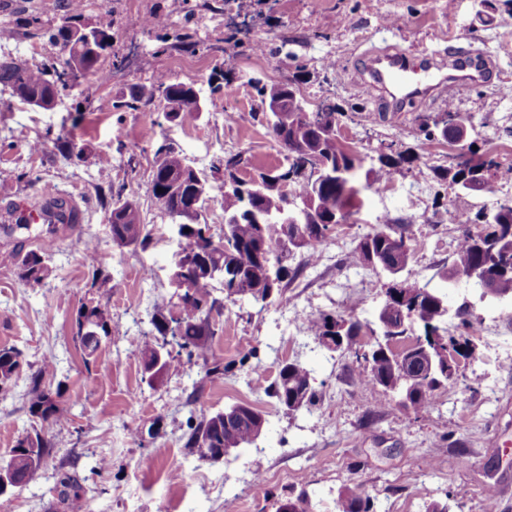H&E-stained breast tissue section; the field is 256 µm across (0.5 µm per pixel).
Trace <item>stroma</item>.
Listing matches in <instances>:
<instances>
[{
	"mask_svg": "<svg viewBox=\"0 0 512 512\" xmlns=\"http://www.w3.org/2000/svg\"><path fill=\"white\" fill-rule=\"evenodd\" d=\"M71 13L70 0H0V58L68 71V53L48 30ZM105 13L112 51L98 68L107 83L70 74L49 110L0 87V223L7 206L39 204L47 186L84 216L78 231L57 235L51 273L35 285L20 279L9 257L14 242L0 234V347L24 358L19 378L0 389V465L28 433L41 431L52 443L37 475L0 496V512H66L58 495L66 474L81 484L88 512H277L302 494L311 512H336L347 484L360 486L373 512H426L433 503L448 512H486L492 485L497 512H512V299L484 298L441 277L464 231L455 214L512 200V189L497 180L487 191L459 196L437 183L432 165H448L459 149L440 137L427 140L424 131L426 118L455 108L470 118L473 158L512 165V24L503 0H101L83 7L79 23L96 26ZM149 17L160 27L145 26ZM398 51L487 55L497 74L464 90L454 105L428 103L386 117L364 85L361 57ZM162 74L198 91L202 112L194 123L169 122L157 101L132 105L133 87ZM225 75L236 87L228 97L209 83ZM254 78L293 82L311 111L339 105L340 134L362 158L391 143L435 162L404 165L388 192L361 191L355 221L333 229L315 258L296 256L299 272L282 298L225 303L212 344L224 376L206 381L199 366L182 363L149 381L138 349L154 332L157 310L177 302L170 286L177 240L149 193L156 153L178 151L207 175L200 221L220 237L225 158L244 155L246 180L288 165L261 121L266 106ZM60 134L82 153L60 154L53 144ZM37 141L45 149L31 153ZM117 193L136 201L152 236L147 249L113 243L108 217ZM388 218L412 253L406 277L442 289L450 306L469 301L481 319L471 334L456 317L444 321L475 353L461 361L453 390L419 413L363 382L365 362L354 351L327 350L306 329L310 315L328 312L361 324L362 348L380 342L378 313L390 278L350 265L347 255ZM88 238L99 245L110 289L92 285ZM96 305L107 309L112 334L89 370L74 340L75 318L79 308ZM285 362L302 363L312 375L315 400L295 412L267 393ZM37 372L59 389L67 422L48 425L30 415L29 377ZM242 402L266 418L254 444L217 463L185 448L202 415Z\"/></svg>",
	"mask_w": 512,
	"mask_h": 512,
	"instance_id": "stroma-1",
	"label": "stroma"
}]
</instances>
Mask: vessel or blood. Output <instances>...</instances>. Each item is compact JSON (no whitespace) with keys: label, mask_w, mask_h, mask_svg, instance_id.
<instances>
[{"label":"vessel or blood","mask_w":512,"mask_h":512,"mask_svg":"<svg viewBox=\"0 0 512 512\" xmlns=\"http://www.w3.org/2000/svg\"><path fill=\"white\" fill-rule=\"evenodd\" d=\"M494 67L493 61L479 56H452L440 60L430 55L415 56L406 52L375 56L369 59L366 73L368 86L378 91L390 111H400L406 101L425 99L433 93L455 91L459 80L478 83ZM11 222L53 224L56 216L42 206L20 205Z\"/></svg>","instance_id":"1"}]
</instances>
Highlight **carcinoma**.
Returning a JSON list of instances; mask_svg holds the SVG:
<instances>
[{"label":"carcinoma","instance_id":"obj_1","mask_svg":"<svg viewBox=\"0 0 512 512\" xmlns=\"http://www.w3.org/2000/svg\"><path fill=\"white\" fill-rule=\"evenodd\" d=\"M112 26L109 17L99 20L95 31L98 33L93 47L89 48L78 39H73L59 26L51 34V39L68 50V64L79 72H93L100 58L111 48L108 30ZM0 85L11 89L13 95L31 106L46 109L55 98L58 86L66 85L63 75L54 66L32 67L21 57L0 60ZM254 88L265 101H279L282 111L288 114V124L284 130L275 132L277 141L286 140L297 145H306L316 157L319 165L320 183L317 189L299 176L301 160L291 159L283 174L295 185L297 207L288 211L280 192L267 182V175L245 180L238 176L246 159L238 153L224 160V236L217 240L218 246L207 254V265H200L189 271L187 285L179 296L178 314L166 315L158 311L153 319L156 334L147 337L139 356L146 372L163 374L172 365L182 360L202 362L204 377L224 374V363L210 361L215 330L212 314H221L224 302L236 303L242 300L264 302L268 276L278 280L275 288L282 289L281 283L291 274L284 268L278 274L272 262L280 259V251L285 241L301 240V246L288 253L292 260L296 255L313 253L327 239V233L335 226L346 224L354 215V201L359 194L357 172L364 159L357 155L342 140L338 131V107L328 104L324 112L305 111L306 102L297 96L292 84H263L254 82ZM162 99L167 104V114L175 115L183 125L198 114V95L187 84L172 82L161 76L148 86H138L132 99L139 102H152ZM468 116L453 110L438 114L433 119L434 127H447L446 138H459L467 131ZM157 155L162 159L157 174L152 176L150 194L156 208L167 215L174 224H187L189 231L178 236L177 250L172 255V266L196 256L203 250L207 240L209 225L198 222L200 209L206 201L209 184L206 177H196L187 168L186 159L179 153L160 148ZM423 159L421 155L397 151L387 146V151L377 157L365 174L366 187L378 186L390 177L400 166ZM488 169L493 176L502 178L504 167L493 159H464L446 168L433 169L441 181H448L459 193L470 194L476 191L472 182L476 175ZM201 189H196L198 182ZM497 220L494 224L481 222L480 215L462 214L463 223L477 225V230H465L462 240L454 252V259L445 279L458 283L464 281L482 287L480 278L489 280L495 296H512V253L502 250V242L512 240V201L498 203L493 207ZM322 223H316L315 217ZM112 241L117 246L133 252L145 249L149 234L141 224L137 204L117 194L109 214ZM55 239L48 238L38 249L29 250L19 262V275L29 284H39L51 272L50 252ZM411 260V251L405 236L397 232L388 222L367 235L349 254L348 262L374 271L387 273L392 280L401 277ZM233 270L238 278V288L224 289V299L212 296L214 284L219 282V269ZM420 300L419 308L411 319L404 317L412 302ZM448 298L435 288H428L417 282L403 281V287L386 290V298L379 312L380 325L387 345L384 351L369 350L366 357L364 380L383 387L384 390L402 397L401 405L416 412H423L434 405L435 396L441 390L453 388L457 373L448 372V360L458 356L468 359V340H459L441 331L440 324L448 317ZM172 321L178 328V351L174 356L154 370L152 366L160 347L158 337L163 335L166 322ZM346 324L342 331L343 349L356 344L361 327L359 323L332 313H318L308 321V330L321 341L330 334L333 322ZM76 339L85 367L95 362V355L104 338L111 336V318L106 310L99 307H83L76 320ZM409 342L419 348L415 363L422 367V361L432 359L433 371L417 372L409 379L400 375L396 366L398 358L390 345ZM24 359L22 353L13 347L0 348V388L18 379ZM311 372L301 363L282 364L278 376L270 387L271 396L290 411H297L312 403L315 392L311 387ZM29 411L43 422L60 424L68 420L67 410L53 397L50 387L43 384L42 377L34 373L30 376L27 392ZM264 415L248 404H238L223 411L202 417L190 426L185 447L198 453L199 438L211 439V460H218L217 454L229 443L237 448L252 444L259 437ZM51 443L40 433L27 434L17 440L11 454L14 459L11 481L21 485L32 478L35 470L44 461ZM63 490L61 497L68 512H85V501L78 480L66 476L60 481ZM338 512H373L370 499L359 492L356 485H347L341 490L337 500Z\"/></svg>","mask_w":512,"mask_h":512}]
</instances>
